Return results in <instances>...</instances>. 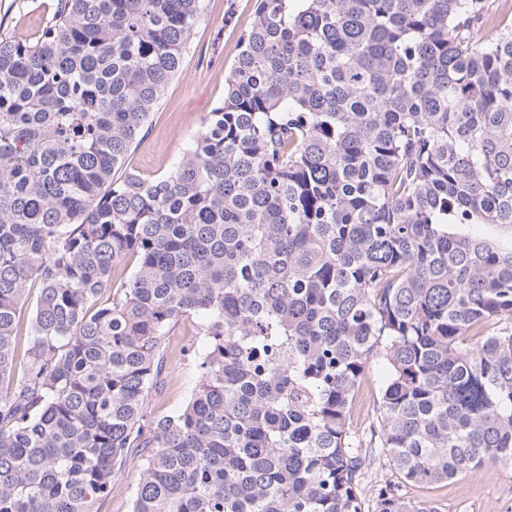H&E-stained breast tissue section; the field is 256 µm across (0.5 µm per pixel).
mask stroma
<instances>
[{
	"label": "stroma",
	"mask_w": 512,
	"mask_h": 512,
	"mask_svg": "<svg viewBox=\"0 0 512 512\" xmlns=\"http://www.w3.org/2000/svg\"><path fill=\"white\" fill-rule=\"evenodd\" d=\"M234 8L235 22H224L227 8ZM55 0H0V16H8L15 32L36 38L51 19ZM255 0H205V10L195 27L181 69L155 108L145 137L129 157V164L144 176L168 172L195 136L200 119L224 98V78L240 51V36L253 19ZM197 318L174 324L166 338L167 365L159 388L153 393L152 415H170L181 409L196 382V366L183 357L184 347L198 342ZM385 371L381 362L371 360L362 379L351 428L369 434L377 423L375 395ZM143 453L128 455L112 481V490L94 505L95 512H131L143 465ZM407 497L435 505L439 512H501L512 499V469L482 465L448 484L414 485Z\"/></svg>",
	"instance_id": "obj_1"
}]
</instances>
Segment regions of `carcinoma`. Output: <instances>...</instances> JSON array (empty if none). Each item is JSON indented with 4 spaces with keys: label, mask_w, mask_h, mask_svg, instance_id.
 I'll use <instances>...</instances> for the list:
<instances>
[{
    "label": "carcinoma",
    "mask_w": 512,
    "mask_h": 512,
    "mask_svg": "<svg viewBox=\"0 0 512 512\" xmlns=\"http://www.w3.org/2000/svg\"><path fill=\"white\" fill-rule=\"evenodd\" d=\"M203 12L56 0L34 40L0 18V512H93L130 448L132 512H365L375 453L398 481L372 512H437L404 488L512 469V14L255 0L224 99L145 177L130 150ZM192 316L196 384L153 417ZM384 377L385 371L381 362L376 359L371 360L362 379L356 411L351 424L353 431L365 434L367 438L370 437V430L377 423L378 411L374 399L383 384Z\"/></svg>",
    "instance_id": "carcinoma-1"
}]
</instances>
